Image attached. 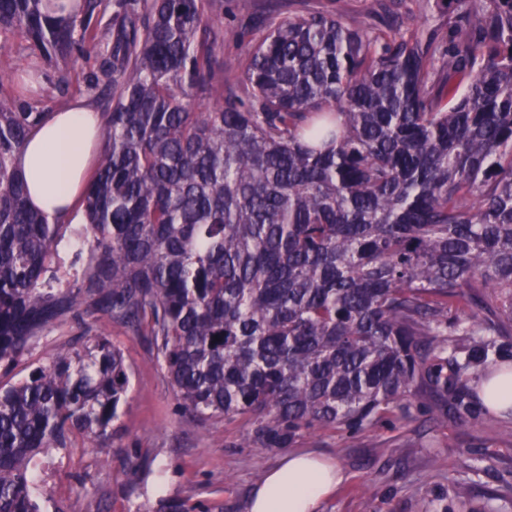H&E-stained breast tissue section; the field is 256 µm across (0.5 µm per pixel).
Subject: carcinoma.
<instances>
[{
  "instance_id": "carcinoma-1",
  "label": "carcinoma",
  "mask_w": 512,
  "mask_h": 512,
  "mask_svg": "<svg viewBox=\"0 0 512 512\" xmlns=\"http://www.w3.org/2000/svg\"><path fill=\"white\" fill-rule=\"evenodd\" d=\"M280 2L240 27L231 81L224 0H0L26 60L65 84L94 60L111 108L86 223L51 221L15 163L48 113L0 75V369L101 316L149 342L185 417L242 420L249 448L419 389L512 415L489 390L512 372V0H416L441 10L419 26L410 0ZM130 381L87 329L0 383V512H40L34 458L106 445ZM85 331L82 325L75 323L66 324L64 326L53 328L45 331L42 336L38 338L31 354L16 367L11 374L2 377L3 382L15 381L23 374L21 372L28 364L44 363L55 358L61 351L63 345L74 336H79Z\"/></svg>"
}]
</instances>
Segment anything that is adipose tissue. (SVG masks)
Returning <instances> with one entry per match:
<instances>
[{
  "label": "adipose tissue",
  "mask_w": 512,
  "mask_h": 512,
  "mask_svg": "<svg viewBox=\"0 0 512 512\" xmlns=\"http://www.w3.org/2000/svg\"><path fill=\"white\" fill-rule=\"evenodd\" d=\"M102 139V120L86 100L52 112L35 127L19 163L35 208L75 221L76 206ZM343 480L336 465L307 452L285 454L253 490L248 512H317Z\"/></svg>",
  "instance_id": "ef3b65f1"
}]
</instances>
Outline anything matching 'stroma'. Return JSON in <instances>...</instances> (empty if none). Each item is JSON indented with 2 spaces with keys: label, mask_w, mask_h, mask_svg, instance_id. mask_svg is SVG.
Masks as SVG:
<instances>
[{
  "label": "stroma",
  "mask_w": 512,
  "mask_h": 512,
  "mask_svg": "<svg viewBox=\"0 0 512 512\" xmlns=\"http://www.w3.org/2000/svg\"><path fill=\"white\" fill-rule=\"evenodd\" d=\"M58 76L57 64L44 62L39 85L21 94V103L49 112L78 98ZM92 327L121 348L131 391L111 446L88 448L76 438L54 450L40 476L41 512H156L150 484L160 471L167 498L185 512H246L253 487L283 449L245 447L248 428L240 421H189L147 340L105 317ZM435 410L420 393L385 422L298 437L294 448L315 452L347 476L320 512H512V418L477 409L436 424ZM459 485L468 501L456 497Z\"/></svg>",
  "instance_id": "35a3bbf8"
}]
</instances>
